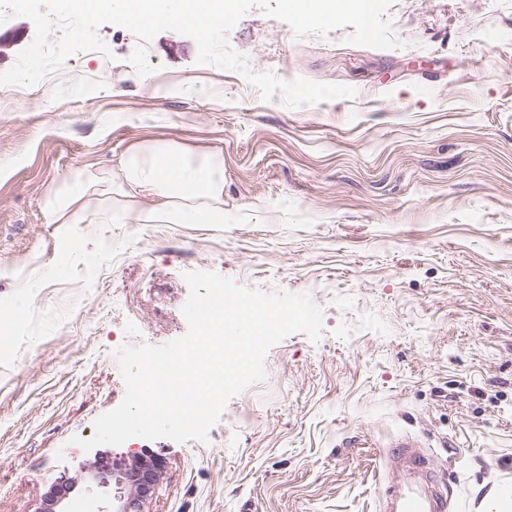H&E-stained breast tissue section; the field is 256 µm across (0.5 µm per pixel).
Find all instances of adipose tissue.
Listing matches in <instances>:
<instances>
[{
    "instance_id": "1",
    "label": "adipose tissue",
    "mask_w": 512,
    "mask_h": 512,
    "mask_svg": "<svg viewBox=\"0 0 512 512\" xmlns=\"http://www.w3.org/2000/svg\"><path fill=\"white\" fill-rule=\"evenodd\" d=\"M224 163L192 166L167 149L133 157L125 167L127 204L102 223L220 224L224 221Z\"/></svg>"
}]
</instances>
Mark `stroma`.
Returning a JSON list of instances; mask_svg holds the SVG:
<instances>
[{
    "mask_svg": "<svg viewBox=\"0 0 512 512\" xmlns=\"http://www.w3.org/2000/svg\"><path fill=\"white\" fill-rule=\"evenodd\" d=\"M398 47L352 27L296 38L255 6L229 34L256 72L355 89L289 108L197 62L189 36L148 43L157 72L109 54L0 94V512H33L63 478L70 512L111 502L93 463H163L148 512H377L385 448L412 436L450 512H484L512 481V0H393ZM35 37L0 23V72ZM175 146L224 160L220 224H99L121 204L127 156ZM80 176L86 224H49ZM187 271L310 293L324 332L268 351L208 442L136 438L83 450L126 387L125 344L182 337Z\"/></svg>",
    "mask_w": 512,
    "mask_h": 512,
    "instance_id": "obj_1",
    "label": "stroma"
}]
</instances>
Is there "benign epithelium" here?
<instances>
[{
  "mask_svg": "<svg viewBox=\"0 0 512 512\" xmlns=\"http://www.w3.org/2000/svg\"><path fill=\"white\" fill-rule=\"evenodd\" d=\"M162 462L158 459H136L132 464L113 462L112 467L93 470V480L105 485L113 479L127 487V492L115 497L112 512H144L143 506L160 479ZM66 497L49 492L36 512H66Z\"/></svg>",
  "mask_w": 512,
  "mask_h": 512,
  "instance_id": "benign-epithelium-1",
  "label": "benign epithelium"
}]
</instances>
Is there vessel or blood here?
I'll list each match as a JSON object with an SVG mask.
<instances>
[{
    "instance_id": "obj_1",
    "label": "vessel or blood",
    "mask_w": 512,
    "mask_h": 512,
    "mask_svg": "<svg viewBox=\"0 0 512 512\" xmlns=\"http://www.w3.org/2000/svg\"><path fill=\"white\" fill-rule=\"evenodd\" d=\"M379 486L380 512H446L432 457L412 440L390 443Z\"/></svg>"
}]
</instances>
